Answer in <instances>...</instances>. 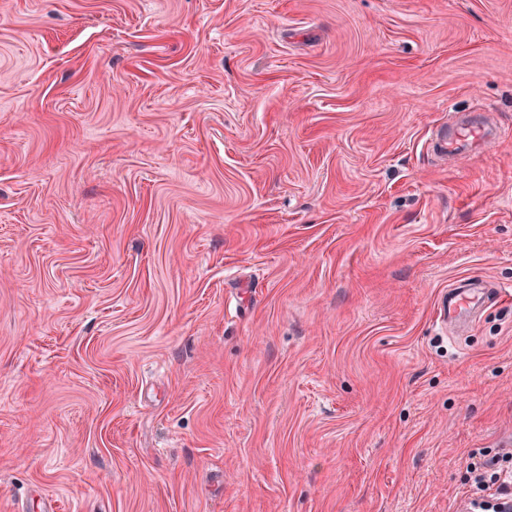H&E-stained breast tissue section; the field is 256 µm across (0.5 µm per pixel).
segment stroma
I'll return each instance as SVG.
<instances>
[{"label":"stroma","mask_w":512,"mask_h":512,"mask_svg":"<svg viewBox=\"0 0 512 512\" xmlns=\"http://www.w3.org/2000/svg\"><path fill=\"white\" fill-rule=\"evenodd\" d=\"M477 106L512 0H0V512H457L512 451V138L431 144ZM458 284L442 291L437 298L438 321L457 335L471 330L477 316L482 312L492 295L487 282L463 278Z\"/></svg>","instance_id":"obj_1"}]
</instances>
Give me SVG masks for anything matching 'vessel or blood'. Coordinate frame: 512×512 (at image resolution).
<instances>
[{
  "label": "vessel or blood",
  "mask_w": 512,
  "mask_h": 512,
  "mask_svg": "<svg viewBox=\"0 0 512 512\" xmlns=\"http://www.w3.org/2000/svg\"><path fill=\"white\" fill-rule=\"evenodd\" d=\"M498 122L489 120L487 113L452 112L434 139V148L443 159L456 162L468 155L483 151L490 144L511 133ZM492 295L487 282L463 278L458 284L442 291L436 301L438 320L455 334L470 331L477 316Z\"/></svg>",
  "instance_id": "1"
}]
</instances>
